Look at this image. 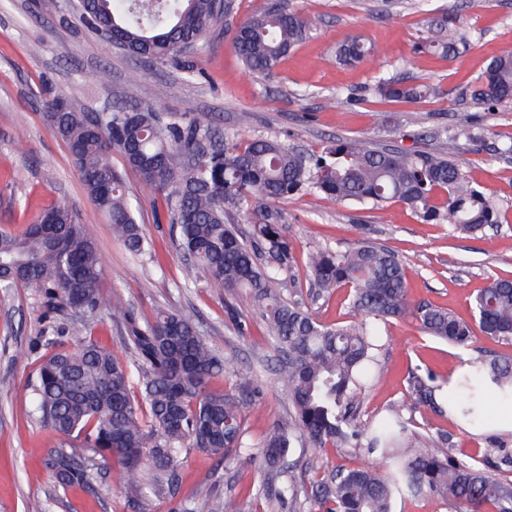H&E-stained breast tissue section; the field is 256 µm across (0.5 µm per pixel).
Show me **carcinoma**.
Segmentation results:
<instances>
[{
	"label": "carcinoma",
	"instance_id": "cac0c4a2",
	"mask_svg": "<svg viewBox=\"0 0 512 512\" xmlns=\"http://www.w3.org/2000/svg\"><path fill=\"white\" fill-rule=\"evenodd\" d=\"M72 9L99 40L165 62L190 52L231 13L232 0H76ZM313 27L308 17L266 4L235 28L232 46L250 71L272 77ZM470 41L468 30L443 19L419 49L457 58ZM371 50L350 39L330 60L354 65ZM376 90L404 102L443 93L437 84L395 78L380 79ZM464 96L491 107L512 102V53L491 57L483 79ZM46 106L89 197L129 252L145 256L151 245L122 174L112 167V152L164 196L187 259L234 299L229 314L243 307L265 324L278 353L275 375L291 406L288 420L258 445L246 442L239 402L211 388L226 370L216 340L182 311L160 310L142 323L121 302L102 304L103 257L89 227L58 204L19 234L0 230V292L38 288L47 312L75 316L78 343L71 348L62 336L45 339L49 352L33 387L40 420L62 437L44 462L56 488L91 490L112 470L136 497L172 498L182 454L200 448L220 461L233 454L257 461L268 482L255 495L295 512L305 506L308 512H393L397 498L422 495L439 496L457 512H512V482L487 475L489 456L462 462L442 450L447 436L412 432L396 411L369 424L356 413L363 390L380 377L381 322L411 316L427 335L462 349L476 326L511 345L512 278L493 277L477 292L472 326L446 309L411 305L403 265L390 250L367 239L345 250L320 249L308 257L310 287L318 297L348 289L357 313L345 325H325L292 299V248L279 224V203L311 185L335 201L378 207L397 200L427 223L485 235L499 223L500 210L453 160L460 140L477 138L474 126L457 127L435 152L398 153L338 139L309 154L273 139L218 135L198 118L170 121L154 105L115 104L106 114H92L74 104L66 86L52 90ZM439 193L445 194L441 207L434 204ZM236 214L255 217L248 231L234 223ZM102 306L127 326V361L93 335L86 314ZM409 388L414 403L434 405L439 392L460 419L478 425L488 390L512 398V358L478 361L450 389L417 368L409 372ZM307 446L364 448L386 468L338 467L305 494L291 479L277 485L291 468L294 448Z\"/></svg>",
	"mask_w": 512,
	"mask_h": 512
}]
</instances>
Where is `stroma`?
Returning a JSON list of instances; mask_svg holds the SVG:
<instances>
[{
  "label": "stroma",
  "mask_w": 512,
  "mask_h": 512,
  "mask_svg": "<svg viewBox=\"0 0 512 512\" xmlns=\"http://www.w3.org/2000/svg\"><path fill=\"white\" fill-rule=\"evenodd\" d=\"M37 0H0V228L22 231L40 213L67 204L88 224L105 262L103 297L122 300L142 320L157 309L193 315L201 333L214 337L227 370L215 390L243 397L241 387L257 380L259 398L244 399L243 427L256 444L286 418L285 387L274 373L254 375L259 357L272 348L264 324L248 319L238 332L226 314L230 299L208 278L191 272L178 246V234L163 197L147 188L113 154L123 171L128 196L151 239V255L134 257L113 237L104 215L87 195L66 143L47 119L50 90L67 85L76 106L101 110L113 103L160 102L170 120L202 117L227 133L246 139L271 138L304 152H322L339 138L368 146L431 152L457 125L470 122L482 137L460 140L455 163L501 211L491 240L474 237L449 224L423 222L400 202L372 208L327 199L310 188L283 201L280 222L293 245L292 278L309 287L308 254L319 248L342 249L366 238L392 251L405 268L411 303H431L459 319H473L472 299L488 279L512 276V156L498 152L512 141V105L487 110L462 97L479 79L493 55L512 51V0H276L310 16L315 26L298 48L279 64L273 78L250 73L231 46L230 28L264 0H234L232 15L210 28L189 53L187 63L148 64L97 40L73 15L68 0L57 14L38 13ZM453 18L472 33L470 49L457 58L417 51L435 21ZM360 37L375 52L354 65H329L336 45ZM110 74L107 86L96 80ZM382 77L440 85L438 97L409 104L376 92ZM248 124H241L242 113ZM67 315H45L40 293L24 286L0 293V512H28L41 502L44 512H214L224 497L236 496L243 512H267L254 496L265 479L248 457L220 462L190 449L180 466L182 483L175 498L139 501L120 488L115 473L93 489H55L43 461L59 439L33 413L32 386L46 349L40 337L67 332ZM378 363L384 374L369 387L359 408L361 421L397 410L409 429L445 434L448 451L463 462L482 458L488 449H512V431L469 426L448 409L414 404L408 374L420 368L446 381L478 359L511 356L512 345L476 333L461 349L425 335L412 317L380 325ZM293 476L310 486L336 466L371 463L366 450L333 448L294 451Z\"/></svg>",
  "instance_id": "1"
}]
</instances>
